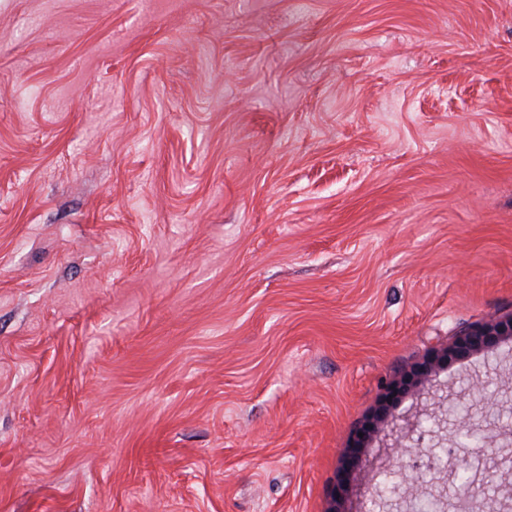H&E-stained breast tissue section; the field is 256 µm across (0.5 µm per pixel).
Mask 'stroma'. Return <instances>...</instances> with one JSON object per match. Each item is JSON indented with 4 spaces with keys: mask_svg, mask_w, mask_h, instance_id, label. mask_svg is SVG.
Returning <instances> with one entry per match:
<instances>
[{
    "mask_svg": "<svg viewBox=\"0 0 512 512\" xmlns=\"http://www.w3.org/2000/svg\"><path fill=\"white\" fill-rule=\"evenodd\" d=\"M510 315L512 0H0V512H328ZM512 337V316L491 324L476 326L456 337L448 348L432 354L415 369L417 376L428 377L436 364L444 361L463 362L473 355L494 348L500 340ZM391 404L385 403L381 405L374 413L372 420L365 426L359 428L351 438L350 447L352 448V454L348 455L343 463L342 471L337 477V490L338 493H342L348 482L351 480L352 475L358 471L359 468V454L361 449L365 447V442L368 440L372 432L377 429L380 425L385 424L388 421L390 414ZM359 433L363 434V437L359 436Z\"/></svg>",
    "mask_w": 512,
    "mask_h": 512,
    "instance_id": "obj_1",
    "label": "stroma"
}]
</instances>
